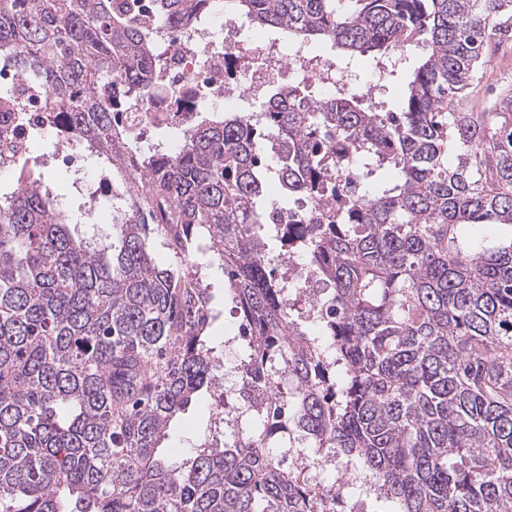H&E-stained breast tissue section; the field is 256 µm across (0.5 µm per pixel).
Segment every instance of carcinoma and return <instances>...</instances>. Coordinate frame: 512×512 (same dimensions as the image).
<instances>
[{
    "label": "carcinoma",
    "instance_id": "cac0c4a2",
    "mask_svg": "<svg viewBox=\"0 0 512 512\" xmlns=\"http://www.w3.org/2000/svg\"><path fill=\"white\" fill-rule=\"evenodd\" d=\"M202 0H153L189 23ZM335 65L370 58L399 106L357 79L292 82L255 111L198 109L182 154L119 135L98 88L146 97L163 66L150 25L112 0H0V46L48 93L47 125L128 177L109 241L71 232L41 179L0 201V512H338L373 480L380 512H512V92L479 112V85L512 0H224ZM280 188L275 224L269 179ZM301 200L315 209L299 214ZM224 266L241 319L239 380L220 391L207 289L155 260L154 232ZM319 297L297 302L272 246ZM291 386L281 391L277 371ZM224 440L159 452L192 399ZM332 463L311 481L316 458Z\"/></svg>",
    "mask_w": 512,
    "mask_h": 512
}]
</instances>
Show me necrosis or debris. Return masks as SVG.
Segmentation results:
<instances>
[{
    "label": "necrosis or debris",
    "mask_w": 512,
    "mask_h": 512,
    "mask_svg": "<svg viewBox=\"0 0 512 512\" xmlns=\"http://www.w3.org/2000/svg\"><path fill=\"white\" fill-rule=\"evenodd\" d=\"M156 32L165 48L160 90L132 102L119 80L102 86L103 93L126 103L130 131L140 142L150 132L192 126L198 106L230 105L259 95L284 72L325 90L341 79L335 67L309 61L304 49L248 32L242 17L225 12L221 0H208L195 26H160ZM0 86L26 89L24 96L0 100V146L14 148L0 157L3 173L27 154L31 134L43 128L47 97L5 59L0 60Z\"/></svg>",
    "instance_id": "necrosis-or-debris-1"
}]
</instances>
